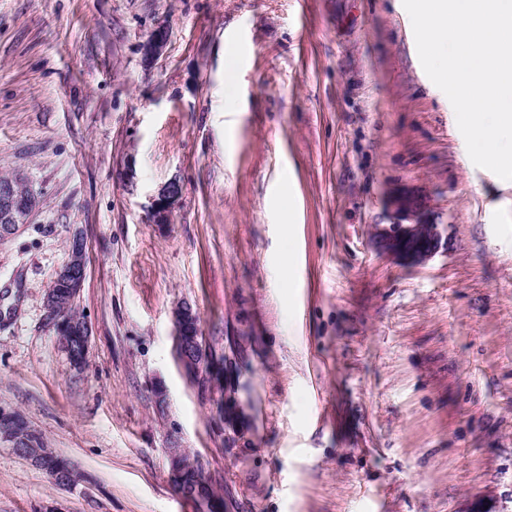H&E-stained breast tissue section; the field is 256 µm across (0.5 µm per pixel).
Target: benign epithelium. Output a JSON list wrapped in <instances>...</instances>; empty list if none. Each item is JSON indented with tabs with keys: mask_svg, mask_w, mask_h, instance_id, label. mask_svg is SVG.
<instances>
[{
	"mask_svg": "<svg viewBox=\"0 0 512 512\" xmlns=\"http://www.w3.org/2000/svg\"><path fill=\"white\" fill-rule=\"evenodd\" d=\"M169 40L168 30L155 29L143 45L144 62L151 63L165 50ZM183 193V185L172 179L162 185L152 196L148 217L152 224L170 222L172 210ZM39 194L29 184L24 175L13 176L0 181V242L11 238L20 225L27 222L29 216L39 208ZM388 207L397 220L385 224L376 230V245L380 252L393 256L407 265H420L436 255L446 244L447 235L442 224H428L423 220L425 201L414 193H394L388 198ZM70 248L68 259L58 268L55 280L68 286L71 299L77 300L86 278L85 249L86 242L81 230L75 228L69 234ZM56 291L51 287L44 297V309L51 326L57 328L62 336L83 337L81 354L72 352L68 341L62 342V348L70 363L76 369L83 368L88 359L90 330L84 320L76 321L54 314ZM173 336L178 362L192 380H201L212 384L215 367L209 355L200 345V322L193 307L185 303L173 313ZM0 444L23 456L39 466L41 453L30 447L27 431L0 429ZM168 481L175 493L206 505L208 512L214 506L208 498L188 493L183 487V469L170 465Z\"/></svg>",
	"mask_w": 512,
	"mask_h": 512,
	"instance_id": "7a95c632",
	"label": "benign epithelium"
}]
</instances>
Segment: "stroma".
Listing matches in <instances>:
<instances>
[{
    "instance_id": "stroma-1",
    "label": "stroma",
    "mask_w": 512,
    "mask_h": 512,
    "mask_svg": "<svg viewBox=\"0 0 512 512\" xmlns=\"http://www.w3.org/2000/svg\"><path fill=\"white\" fill-rule=\"evenodd\" d=\"M17 170L41 203L0 243V409L82 479L0 446V512H202L171 437L224 512H512V181L470 160L402 0H0ZM395 190L447 227L416 267L373 240ZM74 227L81 371L44 310ZM184 302L223 389L177 361ZM169 40V33L166 28L155 29L143 45L144 62L150 64L159 57L165 50ZM183 193V185L176 178L162 185L152 196L148 209L150 223L167 224L170 222L172 210ZM188 458L183 456L179 459L180 464L184 469L185 474V488L190 492H197L198 494L207 497H200L194 493L189 494L183 487V469L179 465L171 464L168 472V481L175 493L178 495L197 501L200 505L205 504L207 511H213L214 506L211 504V499L208 497L212 496L213 490L211 486L205 481L202 472L195 467L193 464L187 462Z\"/></svg>"
}]
</instances>
